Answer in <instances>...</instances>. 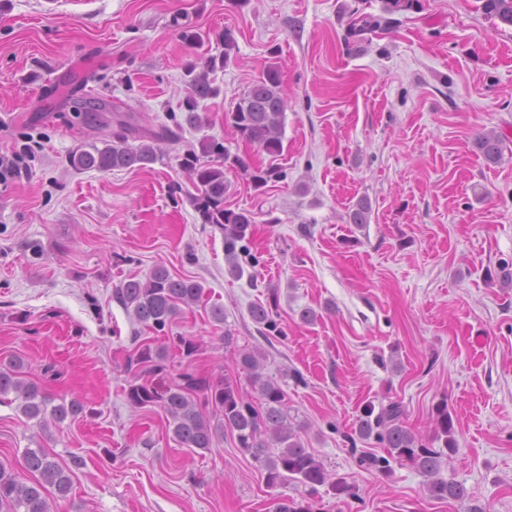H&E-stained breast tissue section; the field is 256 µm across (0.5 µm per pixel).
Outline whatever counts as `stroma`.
Returning a JSON list of instances; mask_svg holds the SVG:
<instances>
[{
    "mask_svg": "<svg viewBox=\"0 0 512 512\" xmlns=\"http://www.w3.org/2000/svg\"><path fill=\"white\" fill-rule=\"evenodd\" d=\"M383 2L0 0V154L25 149L29 171L0 188V360L22 361L53 404L85 406L42 425L0 399V463L17 469L24 449H45L72 481L51 497L54 512H276L304 493L267 488L230 435L200 455L173 441L160 408L128 402L140 326L113 292L158 265L203 288L159 340L164 383L218 380L240 349L262 348L303 444L355 488H320L321 512H512V287L496 277L512 260V28L479 0H417L390 29L350 42L356 13ZM186 24L201 44L182 40ZM226 28L237 49L200 132L183 123L184 69L220 54L211 35ZM271 63L286 99L277 157L225 118ZM97 103L99 129L82 115ZM128 124L177 135L155 141L158 160L143 168L71 166L77 148ZM489 130L506 142L496 164L473 146ZM204 134L250 169H279L259 188L250 169L224 172L225 204L254 217L238 278L223 233L188 199L181 160ZM363 199L369 221L351 223ZM272 290L279 331L265 338L249 309ZM180 335L193 356L173 347ZM443 400L458 448L441 475L466 499L430 498L406 461L358 466L356 452L386 453L354 436L365 403L399 402L430 444Z\"/></svg>",
    "mask_w": 512,
    "mask_h": 512,
    "instance_id": "1",
    "label": "stroma"
}]
</instances>
